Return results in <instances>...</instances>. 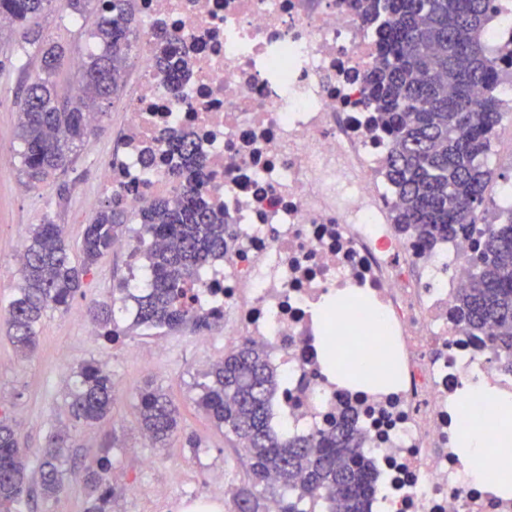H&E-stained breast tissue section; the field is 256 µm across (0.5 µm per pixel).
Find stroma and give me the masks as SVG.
I'll use <instances>...</instances> for the list:
<instances>
[{
  "label": "stroma",
  "mask_w": 512,
  "mask_h": 512,
  "mask_svg": "<svg viewBox=\"0 0 512 512\" xmlns=\"http://www.w3.org/2000/svg\"><path fill=\"white\" fill-rule=\"evenodd\" d=\"M45 40L70 46L65 64L74 73V59L85 50L83 32L87 21L69 22L64 13L52 9L36 20ZM19 33L0 31V309L16 296L20 275L15 260L17 238L28 237L34 225L50 219L61 224L70 243L72 257H79L83 229L97 210L94 191L98 169L107 146L118 140L120 113L108 112L101 127L77 148L70 169L36 188L19 193L20 161L15 154V127L21 105V88L35 74L39 61L28 68L16 65L13 45ZM495 156L489 168L488 204L480 223L500 222L499 185L512 183V110H506L492 142ZM128 257L122 252L105 255L85 277L84 286L68 310L49 312L42 322L38 346L24 358L14 350L4 321L0 320V398L16 426L22 448L29 459H37L50 432L66 429L75 438L69 462L75 474L53 498L40 495V474L29 469L34 512H83L90 488L83 480L87 466L102 456V446L112 434L125 436L126 445L111 449L110 483L128 487L116 512H196L194 502L210 499V512H229L231 494L248 481L244 451L235 438L224 437L205 413L195 405L202 374L213 354L224 344L218 327L187 325L176 331L140 328L110 344L90 332L87 311L97 301L112 299V287L127 278ZM107 364L116 384V402L111 416L97 424L70 420L67 388L73 371L88 361ZM162 387L178 406L181 429L163 448L140 440L137 396L146 383ZM200 439L188 447V437ZM165 496H157V489Z\"/></svg>",
  "instance_id": "1"
}]
</instances>
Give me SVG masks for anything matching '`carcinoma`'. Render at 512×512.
I'll use <instances>...</instances> for the list:
<instances>
[{
  "instance_id": "carcinoma-1",
  "label": "carcinoma",
  "mask_w": 512,
  "mask_h": 512,
  "mask_svg": "<svg viewBox=\"0 0 512 512\" xmlns=\"http://www.w3.org/2000/svg\"><path fill=\"white\" fill-rule=\"evenodd\" d=\"M56 0H0V17L22 28L16 44L21 59H40L39 72L23 90L16 138L25 184L35 188L68 169L73 148L84 144L90 118L106 115L119 88L112 75L125 68L134 32L132 0H62L71 18L96 21L88 37L97 51L76 74L77 92L60 94L58 76L66 59L61 44L45 45L40 32L28 25L51 9ZM362 17L384 18L379 30L381 58L368 80L369 95L384 113L391 134L389 177L402 207L397 224L411 229L428 245L438 238L475 229L485 204L491 171L487 157L503 117L497 87L502 66L512 58L493 55L485 32L500 12V0H356ZM179 38L155 34V60L174 90L180 81ZM485 92L476 96L478 83ZM175 163L172 177L184 187L176 203L155 197L134 213L148 244L139 250L149 274L144 288L120 280L112 300L133 301L132 322L121 327L114 306L99 303L90 311L98 334L114 343L139 327L174 330L188 322L209 327L208 314L195 309L191 286L211 259L224 255L227 224L197 190L205 172L193 142L168 132ZM128 211L117 199L102 206L85 226L80 262H72L61 225L45 220L27 239L19 273V296L6 312L8 336L25 357L37 347L40 325L50 310L65 309L83 287L97 262L128 230ZM481 261L470 285L458 298V313L470 332L494 328L488 347L507 357L512 367V211L498 224H484ZM68 408L76 423L104 419L115 402L112 372L95 361L75 372ZM278 379L264 350L245 340L211 365L199 383L197 407L224 430L247 442L249 483L233 499V512H365L372 491L370 474L360 454L359 433L348 421L319 437H288L269 425V402ZM138 429L162 448L179 430L180 413L161 389L148 385L138 394ZM67 432L51 433L39 462L40 491L53 497L64 479ZM104 455L86 480L98 495L85 512H112L119 490L105 473ZM28 462L12 421L0 415V512H21L28 497Z\"/></svg>"
}]
</instances>
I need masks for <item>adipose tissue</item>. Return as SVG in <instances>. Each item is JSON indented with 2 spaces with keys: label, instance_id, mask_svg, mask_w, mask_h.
I'll use <instances>...</instances> for the list:
<instances>
[{
  "label": "adipose tissue",
  "instance_id": "1",
  "mask_svg": "<svg viewBox=\"0 0 512 512\" xmlns=\"http://www.w3.org/2000/svg\"><path fill=\"white\" fill-rule=\"evenodd\" d=\"M315 347L326 374L338 385L390 387L395 383L394 378L386 374L387 361L366 355L361 347L351 349L353 370L349 373L339 369L338 352L331 343L319 340ZM462 390L477 400L489 403L492 413L487 419L464 418L458 439L459 459L478 481L483 477L482 459L486 451H493L498 477L491 489L500 496L512 495V394L479 386L469 380L463 381Z\"/></svg>",
  "mask_w": 512,
  "mask_h": 512
}]
</instances>
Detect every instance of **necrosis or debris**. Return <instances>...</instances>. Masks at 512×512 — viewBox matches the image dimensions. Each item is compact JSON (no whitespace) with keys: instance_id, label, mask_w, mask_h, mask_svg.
Listing matches in <instances>:
<instances>
[{"instance_id":"necrosis-or-debris-1","label":"necrosis or debris","mask_w":512,"mask_h":512,"mask_svg":"<svg viewBox=\"0 0 512 512\" xmlns=\"http://www.w3.org/2000/svg\"><path fill=\"white\" fill-rule=\"evenodd\" d=\"M138 65L122 149L101 163L97 194L135 210L179 196L162 136L192 132L205 164L201 194L223 210V257L193 286L194 306L224 330L225 347H265L281 384L270 402L278 433L315 435L344 415L363 435L374 492L368 512H512V499L468 477L455 452L463 377L511 392L512 373L485 335L465 332L456 299L480 256L478 232L426 248L401 231L386 177L390 137L367 80L376 39L352 0H135ZM175 34L182 81L170 92L154 34ZM359 288L381 321L316 322L310 306ZM384 336L399 384L338 387L315 341Z\"/></svg>"}]
</instances>
